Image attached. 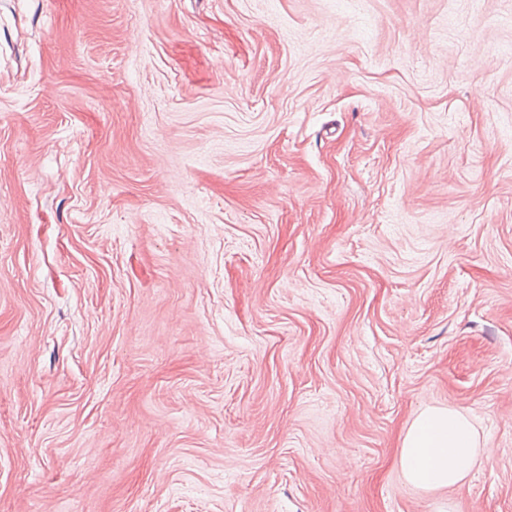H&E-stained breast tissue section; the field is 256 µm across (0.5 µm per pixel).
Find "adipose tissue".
<instances>
[{
    "label": "adipose tissue",
    "instance_id": "adipose-tissue-1",
    "mask_svg": "<svg viewBox=\"0 0 512 512\" xmlns=\"http://www.w3.org/2000/svg\"><path fill=\"white\" fill-rule=\"evenodd\" d=\"M478 433L465 413L430 407L402 439L400 462L406 481L424 490L462 485L479 454Z\"/></svg>",
    "mask_w": 512,
    "mask_h": 512
}]
</instances>
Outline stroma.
<instances>
[{
    "instance_id": "35a3bbf8",
    "label": "stroma",
    "mask_w": 512,
    "mask_h": 512,
    "mask_svg": "<svg viewBox=\"0 0 512 512\" xmlns=\"http://www.w3.org/2000/svg\"><path fill=\"white\" fill-rule=\"evenodd\" d=\"M0 512H512V0H0ZM478 433L465 413L426 408L402 439L400 462L406 481L434 490L461 486L479 454Z\"/></svg>"
}]
</instances>
